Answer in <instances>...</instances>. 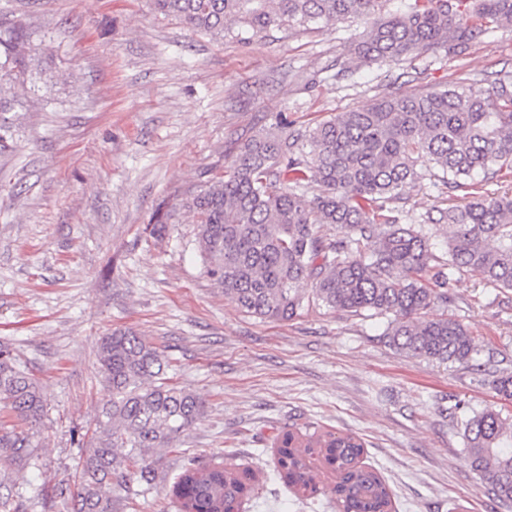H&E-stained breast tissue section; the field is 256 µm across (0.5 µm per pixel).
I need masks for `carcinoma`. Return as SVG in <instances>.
<instances>
[{
    "label": "carcinoma",
    "instance_id": "obj_1",
    "mask_svg": "<svg viewBox=\"0 0 512 512\" xmlns=\"http://www.w3.org/2000/svg\"><path fill=\"white\" fill-rule=\"evenodd\" d=\"M381 0H153L154 9L215 39L244 40L251 32L365 21L339 74L360 64L389 67L430 53L457 55L491 29L512 23V0H411L398 15L373 18ZM41 57L20 20L0 25V156L15 135L12 113L23 102L12 87L33 79ZM512 169V75L486 87L454 82L418 94L377 99L361 111L339 112L304 135L265 132L240 142L224 176L207 181L181 207L197 224L203 272L247 314L291 320L311 301L360 315H392L389 346L439 363L472 358L467 329L448 317H426L448 305L455 274L512 290V195L485 193L473 182ZM470 200L405 224L392 207L406 185L432 179ZM320 194L305 205L311 185ZM450 228L447 249L432 250L426 227ZM333 224L339 235L320 233ZM100 374L112 398L98 410L71 494L72 512H114L112 481L128 474L151 487L150 454L174 448L203 413L190 390L165 377L170 361L130 329H115L98 347ZM465 457L500 502L512 503V417L461 404ZM0 448L31 447L27 426L44 402L34 375L0 344ZM364 443L332 431L303 439L287 431L277 445L288 485L312 494L310 458L320 455L338 474L342 512H390L379 475L360 465ZM248 473L224 463L191 460L170 494L179 512H231L248 490Z\"/></svg>",
    "mask_w": 512,
    "mask_h": 512
}]
</instances>
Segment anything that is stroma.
I'll return each mask as SVG.
<instances>
[{"instance_id": "stroma-1", "label": "stroma", "mask_w": 512, "mask_h": 512, "mask_svg": "<svg viewBox=\"0 0 512 512\" xmlns=\"http://www.w3.org/2000/svg\"><path fill=\"white\" fill-rule=\"evenodd\" d=\"M45 54L37 79L16 86L39 111L20 113L0 161V343L39 380L45 411L30 462L0 455V501L12 512H67L85 447L78 439L110 391L101 336L133 329L164 351L170 377L205 404L177 447L159 452L155 482L113 485L115 512H176L169 488L187 459L247 468L255 490L234 512H336V477L314 470L316 496L277 475L283 431L330 430L365 443L362 465L385 481L393 512H512L465 460L455 401L512 416L494 375L512 373V291L469 273L434 315L468 330L470 362L436 364L388 346L389 322L310 304L286 321L260 319L204 276L197 226L182 198L222 176L237 140L287 114L307 131L394 92L512 71V24L461 55L402 69L337 73L366 29L346 19L219 41L157 12L152 0H0ZM430 181L397 205L415 215L464 203ZM175 208L163 238L159 208Z\"/></svg>"}]
</instances>
